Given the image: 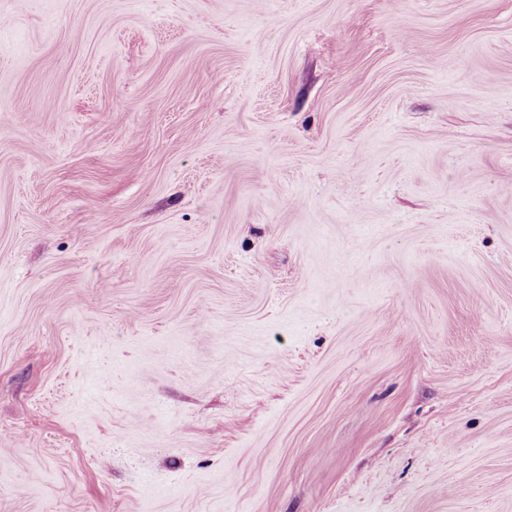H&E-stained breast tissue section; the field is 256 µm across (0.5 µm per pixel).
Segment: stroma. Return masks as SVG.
<instances>
[{
  "mask_svg": "<svg viewBox=\"0 0 512 512\" xmlns=\"http://www.w3.org/2000/svg\"><path fill=\"white\" fill-rule=\"evenodd\" d=\"M0 512H512V0H0Z\"/></svg>",
  "mask_w": 512,
  "mask_h": 512,
  "instance_id": "obj_1",
  "label": "stroma"
}]
</instances>
